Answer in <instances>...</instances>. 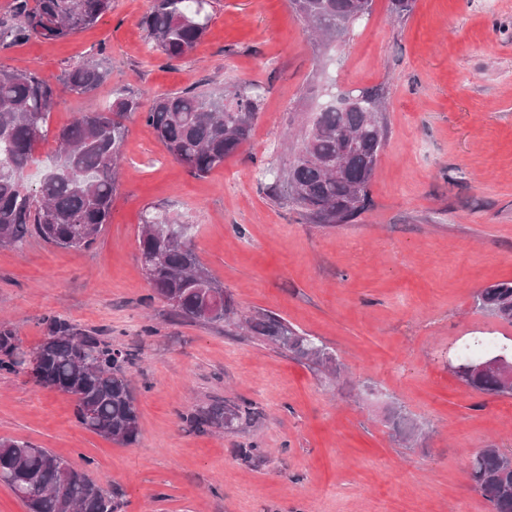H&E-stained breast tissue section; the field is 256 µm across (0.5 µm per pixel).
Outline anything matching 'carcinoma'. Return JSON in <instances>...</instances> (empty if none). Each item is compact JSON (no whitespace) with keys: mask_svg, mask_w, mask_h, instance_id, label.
Instances as JSON below:
<instances>
[{"mask_svg":"<svg viewBox=\"0 0 512 512\" xmlns=\"http://www.w3.org/2000/svg\"><path fill=\"white\" fill-rule=\"evenodd\" d=\"M200 0H156L140 25L153 49L174 60L192 51L209 17L194 18ZM306 30L332 42L348 34L338 23L368 14L372 0H292ZM112 0H16L10 23L0 20V44L31 38H66L94 24ZM108 75L101 61H80L62 83L85 94ZM58 97L54 79L30 70L0 67V247L36 237L61 248H89L108 223L127 136L125 120L139 110L137 100L118 97L101 112H82L57 134L58 149L35 190L25 173L36 162L49 112ZM352 101L317 112L305 128L288 166L273 185L286 184L288 199L314 224H348L369 203V184L385 142L382 96L374 90L349 92ZM258 98L252 87L232 91L189 89L158 98L143 113L160 143L189 173L207 175L235 153L251 133ZM172 222L148 216L139 249L154 294L179 317L243 326L298 360L340 372V363L321 340L275 315L234 318L224 287L203 266L189 238H176ZM478 309L512 324V281L483 288ZM48 336L34 348L36 382L74 397L75 417L86 430L125 445L139 438V414L122 363L128 355L97 336L77 331L56 317L44 318ZM20 339L0 325V371L16 373ZM472 389L512 396L492 370L454 371ZM242 408L215 404L193 417L197 427L232 429ZM470 479L493 512H512V458L489 446L473 457ZM0 481L28 512H121V494L107 489L46 448L0 440Z\"/></svg>","mask_w":512,"mask_h":512,"instance_id":"1","label":"carcinoma"}]
</instances>
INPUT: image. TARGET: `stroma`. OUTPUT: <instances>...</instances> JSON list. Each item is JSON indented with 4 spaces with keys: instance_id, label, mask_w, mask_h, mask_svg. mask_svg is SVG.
<instances>
[{
    "instance_id": "stroma-1",
    "label": "stroma",
    "mask_w": 512,
    "mask_h": 512,
    "mask_svg": "<svg viewBox=\"0 0 512 512\" xmlns=\"http://www.w3.org/2000/svg\"><path fill=\"white\" fill-rule=\"evenodd\" d=\"M153 0H112L93 25L54 41L0 46V66L62 78L78 60L109 74L61 93L28 172L36 185L56 132L117 96L149 107L194 88H261L250 139L196 177L141 116L129 132L112 216L91 247L31 238L0 248V323L26 349L46 316L129 353L136 444L81 427L71 396L0 372V439L33 443L119 488L122 512H491L469 479L486 446L512 452V397L450 371L475 331L512 339L476 307L512 280V0H415L405 15L373 0L331 45L290 0H210L208 28L171 61L140 26ZM373 89L386 140L370 203L351 223H309L259 172L287 166L329 85ZM191 227L203 265L246 316L278 315L331 347L341 377L221 325L174 315L152 295L139 252L145 215ZM250 415L227 431L189 422L212 402ZM422 431L403 442L391 408ZM261 449L243 461L242 449Z\"/></svg>"
}]
</instances>
